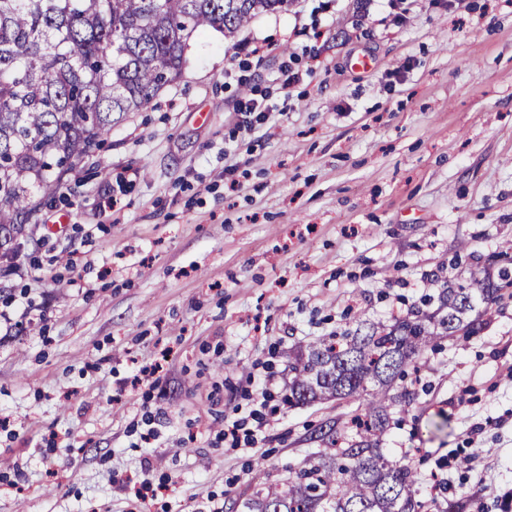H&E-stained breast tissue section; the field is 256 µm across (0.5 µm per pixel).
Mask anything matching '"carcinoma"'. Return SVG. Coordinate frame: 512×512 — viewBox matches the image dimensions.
Wrapping results in <instances>:
<instances>
[{"instance_id":"obj_1","label":"carcinoma","mask_w":512,"mask_h":512,"mask_svg":"<svg viewBox=\"0 0 512 512\" xmlns=\"http://www.w3.org/2000/svg\"><path fill=\"white\" fill-rule=\"evenodd\" d=\"M290 0H0V256H18L26 226L56 197L77 161L96 155L132 112L148 108L182 77L195 38L233 37ZM512 288V271L475 278L438 297L442 334L478 333L468 314ZM432 315L417 310L388 332L357 327L350 337L313 343L290 365L294 405L356 397L374 386L382 399L343 448L328 447L275 489H259L248 512H424L417 477L377 446L389 421L395 378L435 339Z\"/></svg>"}]
</instances>
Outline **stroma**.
I'll use <instances>...</instances> for the list:
<instances>
[{
    "instance_id": "stroma-1",
    "label": "stroma",
    "mask_w": 512,
    "mask_h": 512,
    "mask_svg": "<svg viewBox=\"0 0 512 512\" xmlns=\"http://www.w3.org/2000/svg\"><path fill=\"white\" fill-rule=\"evenodd\" d=\"M245 96L266 108L250 125ZM496 255L512 258V0H292L197 38L0 263V512H244L321 448L315 429L368 409L288 407L289 357L390 327ZM477 311V335L421 353L380 446L423 500L499 512L512 297ZM238 419L253 445L225 440Z\"/></svg>"
}]
</instances>
